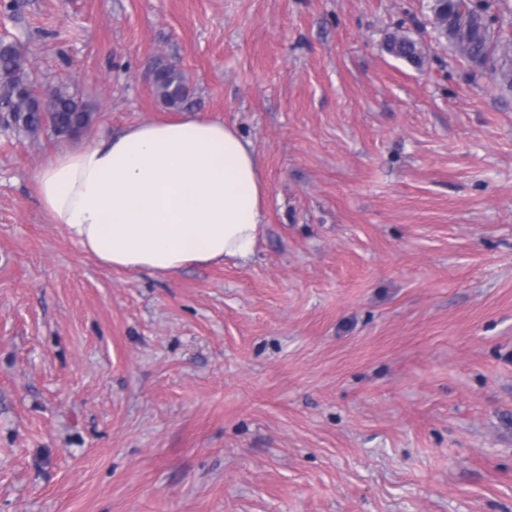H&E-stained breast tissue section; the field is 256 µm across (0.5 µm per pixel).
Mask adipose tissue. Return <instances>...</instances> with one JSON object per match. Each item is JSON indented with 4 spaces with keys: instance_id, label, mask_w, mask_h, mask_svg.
Instances as JSON below:
<instances>
[{
    "instance_id": "adipose-tissue-1",
    "label": "adipose tissue",
    "mask_w": 512,
    "mask_h": 512,
    "mask_svg": "<svg viewBox=\"0 0 512 512\" xmlns=\"http://www.w3.org/2000/svg\"><path fill=\"white\" fill-rule=\"evenodd\" d=\"M51 223L115 270L172 272L250 259L268 183L248 140L198 117L101 131L34 176Z\"/></svg>"
}]
</instances>
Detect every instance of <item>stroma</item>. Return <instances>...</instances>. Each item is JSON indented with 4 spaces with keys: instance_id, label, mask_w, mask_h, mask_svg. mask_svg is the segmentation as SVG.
I'll return each instance as SVG.
<instances>
[{
    "instance_id": "1",
    "label": "stroma",
    "mask_w": 512,
    "mask_h": 512,
    "mask_svg": "<svg viewBox=\"0 0 512 512\" xmlns=\"http://www.w3.org/2000/svg\"><path fill=\"white\" fill-rule=\"evenodd\" d=\"M429 5L0 0L94 116L0 125V512H512V92ZM197 114L268 182L251 259L117 271L49 222L51 155ZM383 50L389 56L405 61L416 68L423 65V46L406 32L388 35L383 43ZM152 86L161 102L173 110H181L189 99L186 79L181 69L173 63H164L152 73Z\"/></svg>"
}]
</instances>
